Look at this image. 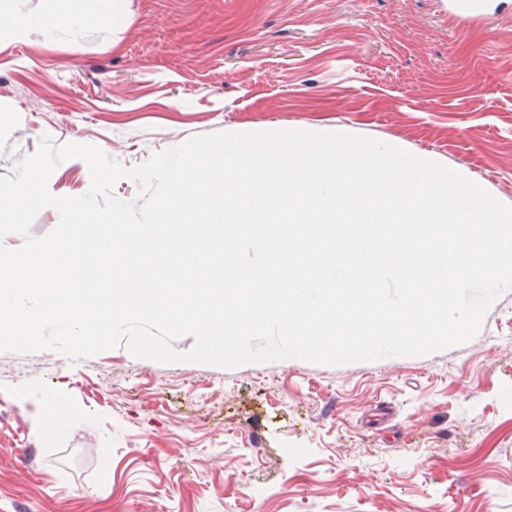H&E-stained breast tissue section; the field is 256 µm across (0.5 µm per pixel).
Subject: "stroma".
<instances>
[{
  "label": "stroma",
  "mask_w": 512,
  "mask_h": 512,
  "mask_svg": "<svg viewBox=\"0 0 512 512\" xmlns=\"http://www.w3.org/2000/svg\"><path fill=\"white\" fill-rule=\"evenodd\" d=\"M78 44L0 42V175L43 138L124 166L214 132L340 131L512 205V0H118ZM87 165L48 181L80 196ZM28 364L27 381L14 374ZM79 409L43 436L17 387ZM387 400L389 419L371 417ZM512 291L465 344L326 366L0 353V512H512Z\"/></svg>",
  "instance_id": "obj_1"
}]
</instances>
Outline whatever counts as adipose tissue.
Wrapping results in <instances>:
<instances>
[{"mask_svg": "<svg viewBox=\"0 0 512 512\" xmlns=\"http://www.w3.org/2000/svg\"><path fill=\"white\" fill-rule=\"evenodd\" d=\"M97 22L118 28L125 24L126 19L112 0H98V6L93 10L87 7L86 0H54L51 10L45 14L25 13L16 7L14 0H0L1 42L25 40L35 30L40 31L49 43L63 37L75 41L86 27ZM28 400L47 435L62 432L73 416L70 404L44 393H31Z\"/></svg>", "mask_w": 512, "mask_h": 512, "instance_id": "ef3b65f1", "label": "adipose tissue"}]
</instances>
